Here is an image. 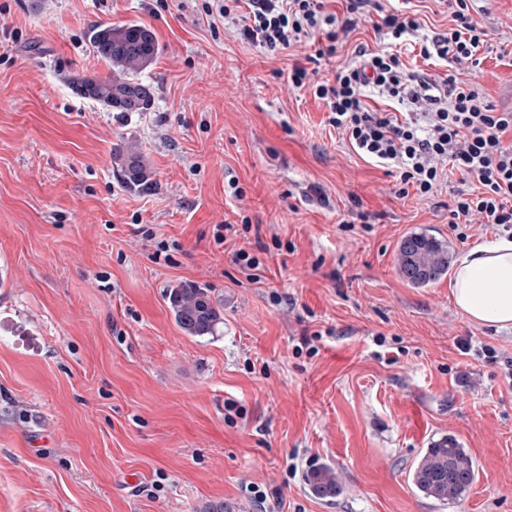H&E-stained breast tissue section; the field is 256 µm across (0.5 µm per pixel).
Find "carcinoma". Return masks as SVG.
I'll return each instance as SVG.
<instances>
[{"instance_id":"carcinoma-1","label":"carcinoma","mask_w":512,"mask_h":512,"mask_svg":"<svg viewBox=\"0 0 512 512\" xmlns=\"http://www.w3.org/2000/svg\"><path fill=\"white\" fill-rule=\"evenodd\" d=\"M94 55L109 67L105 77L81 75L73 78L72 89L83 99L128 116L151 109L152 85L137 78L160 52L154 32L147 26L128 23L99 26L90 31ZM112 167L124 186L134 192L153 189L145 156L134 144H117L112 149ZM448 244L425 234L405 237L399 247L397 264L401 276L413 285H426L448 272ZM169 308L177 326L187 335H214L223 323L222 312L207 289L178 285L169 290ZM477 476L476 463L469 451L453 435L430 443L410 469L408 478L416 491L441 504L454 503L465 496ZM312 492L322 498L341 491L336 473L321 466L307 475Z\"/></svg>"}]
</instances>
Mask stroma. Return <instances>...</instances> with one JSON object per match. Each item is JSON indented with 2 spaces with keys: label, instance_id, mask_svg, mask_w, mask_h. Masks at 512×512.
Returning a JSON list of instances; mask_svg holds the SVG:
<instances>
[{
  "label": "stroma",
  "instance_id": "obj_1",
  "mask_svg": "<svg viewBox=\"0 0 512 512\" xmlns=\"http://www.w3.org/2000/svg\"><path fill=\"white\" fill-rule=\"evenodd\" d=\"M0 0V512H248L257 483L283 512H512V386L457 342L512 356V328L470 321L450 278L410 285L408 234L451 259L497 238L459 239L451 176L433 197L361 159L309 89L288 83L299 44L276 56L211 32L194 0ZM489 33L456 75L507 110L512 0H477ZM138 22L161 47L141 78L146 112L78 97L73 77L106 75L93 27ZM132 141L155 190H127L112 149ZM240 187L243 198L232 195ZM253 229L220 245L217 225ZM155 233L166 253L141 245ZM263 265L248 279L233 258ZM209 289L214 335L176 325L167 290ZM243 411L224 420L225 402ZM453 435L477 464L461 501L419 495L408 471ZM343 482L315 497L308 470Z\"/></svg>",
  "mask_w": 512,
  "mask_h": 512
}]
</instances>
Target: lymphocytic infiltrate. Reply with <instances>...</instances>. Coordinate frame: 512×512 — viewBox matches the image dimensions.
I'll return each mask as SVG.
<instances>
[{"instance_id":"lymphocytic-infiltrate-1","label":"lymphocytic infiltrate","mask_w":512,"mask_h":512,"mask_svg":"<svg viewBox=\"0 0 512 512\" xmlns=\"http://www.w3.org/2000/svg\"><path fill=\"white\" fill-rule=\"evenodd\" d=\"M343 14L328 11L326 0H209L205 13L235 26L241 37L274 56L303 41L315 51L294 63L288 81L310 88L326 104L328 123L355 153L399 175V195L426 200L448 179L449 170L474 178L478 190L458 189L449 211L451 227L472 221L512 237V111L496 110L472 80L448 75L434 80L408 70L404 46L424 59L479 65L488 31L473 16L474 0H445L447 32L421 34L417 20L383 0H344ZM373 21L386 45L356 50L339 62L333 78L321 77L323 62L336 59L349 36ZM384 109H371L369 96Z\"/></svg>"}]
</instances>
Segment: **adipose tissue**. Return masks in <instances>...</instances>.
Returning <instances> with one entry per match:
<instances>
[{
    "mask_svg": "<svg viewBox=\"0 0 512 512\" xmlns=\"http://www.w3.org/2000/svg\"><path fill=\"white\" fill-rule=\"evenodd\" d=\"M451 294L468 319L512 326V240L501 238L463 253L453 272Z\"/></svg>",
    "mask_w": 512,
    "mask_h": 512,
    "instance_id": "adipose-tissue-1",
    "label": "adipose tissue"
}]
</instances>
